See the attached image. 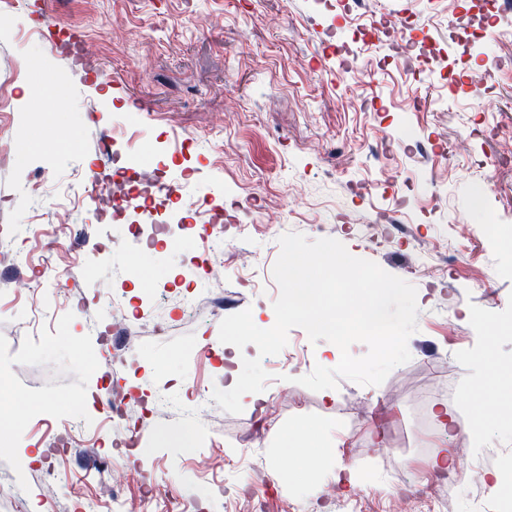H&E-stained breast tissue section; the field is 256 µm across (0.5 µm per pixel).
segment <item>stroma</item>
<instances>
[{
    "instance_id": "1",
    "label": "stroma",
    "mask_w": 512,
    "mask_h": 512,
    "mask_svg": "<svg viewBox=\"0 0 512 512\" xmlns=\"http://www.w3.org/2000/svg\"><path fill=\"white\" fill-rule=\"evenodd\" d=\"M44 11L81 33L105 78L44 51L34 32ZM374 14L410 25L424 59L407 62L386 37L352 41ZM0 95V131L29 148L0 160V239L12 242L0 250V404L27 412L0 424V512H89L92 502L115 512L100 495L106 456L125 498L140 496L143 479L157 487L147 512L173 501L188 512H319L331 488L335 512H385L389 491L416 482L423 445L454 448L423 429L440 406L460 426L480 424L485 467L501 476L494 494L512 503V12L492 14L487 0H11L0 8ZM132 149L197 201L191 218L238 197L227 232L240 235L249 269L208 282L192 230L137 244L130 227L148 220L139 198L98 254L95 205L70 186L91 168L111 174L112 155ZM59 203L75 231L49 254ZM484 223L493 234L457 241L460 225ZM288 232L336 239L413 284L417 330L410 361L381 385L343 379L329 397L295 383L307 367L245 346L271 375L259 413L224 388L236 350L219 324L248 308L258 327L273 326ZM200 292L210 313L184 317L183 296ZM106 295L132 323L167 326L127 341L129 364L113 374L112 343L89 330L109 318ZM107 376L171 401L140 420L134 444L93 405ZM199 389L213 398L204 420L190 411ZM360 395L391 408L395 437L356 418ZM64 435L73 445L56 451ZM325 438L338 441L335 455L300 472L304 449ZM342 464L356 467L355 487L337 488ZM257 465L268 479L258 501Z\"/></svg>"
}]
</instances>
